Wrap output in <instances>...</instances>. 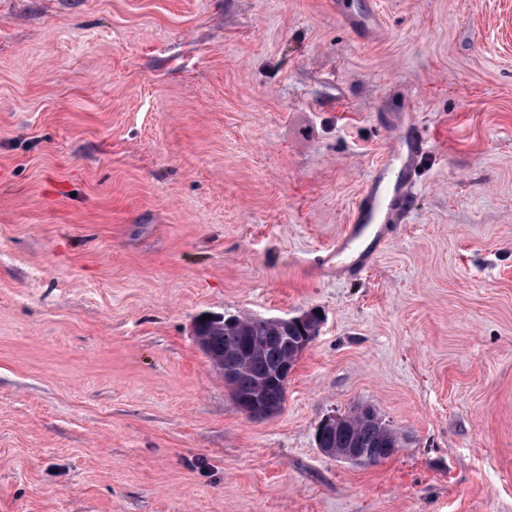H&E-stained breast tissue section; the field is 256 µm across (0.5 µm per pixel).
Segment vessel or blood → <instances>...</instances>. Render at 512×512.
<instances>
[{"instance_id": "1", "label": "vessel or blood", "mask_w": 512, "mask_h": 512, "mask_svg": "<svg viewBox=\"0 0 512 512\" xmlns=\"http://www.w3.org/2000/svg\"><path fill=\"white\" fill-rule=\"evenodd\" d=\"M424 152L422 137L399 136L395 151L374 167L345 233L337 239L323 264L324 270L346 276L371 266L378 245L387 236L381 224L384 211L403 205L411 173Z\"/></svg>"}]
</instances>
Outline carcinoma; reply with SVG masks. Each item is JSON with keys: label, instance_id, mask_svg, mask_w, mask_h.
Returning <instances> with one entry per match:
<instances>
[{"label": "carcinoma", "instance_id": "carcinoma-1", "mask_svg": "<svg viewBox=\"0 0 512 512\" xmlns=\"http://www.w3.org/2000/svg\"><path fill=\"white\" fill-rule=\"evenodd\" d=\"M200 329L206 333L212 357L228 365L244 361L235 373L238 396L267 406L283 405L285 390L276 370L283 362L298 360L299 347L308 336L306 324L292 322L284 328L257 317L226 316L206 322ZM347 418L348 422L336 429L324 430L321 439L332 442L335 448H368L384 459L400 447L397 433L380 416L370 421L351 411Z\"/></svg>", "mask_w": 512, "mask_h": 512}]
</instances>
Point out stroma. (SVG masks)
Masks as SVG:
<instances>
[{
    "label": "stroma",
    "mask_w": 512,
    "mask_h": 512,
    "mask_svg": "<svg viewBox=\"0 0 512 512\" xmlns=\"http://www.w3.org/2000/svg\"><path fill=\"white\" fill-rule=\"evenodd\" d=\"M309 309L249 418L194 322ZM361 405L397 451L324 455ZM0 512H512V0H0ZM422 137L400 135L395 151L373 168L370 179L355 203L352 217L345 233L336 240L327 254L322 270L336 272L337 276L359 274L367 270L373 261L377 246L387 236L386 227L378 223L384 209L404 205L411 173L426 152ZM369 224H380L368 244ZM350 256L349 263L343 261ZM336 258V263L333 260Z\"/></svg>",
    "instance_id": "stroma-1"
}]
</instances>
